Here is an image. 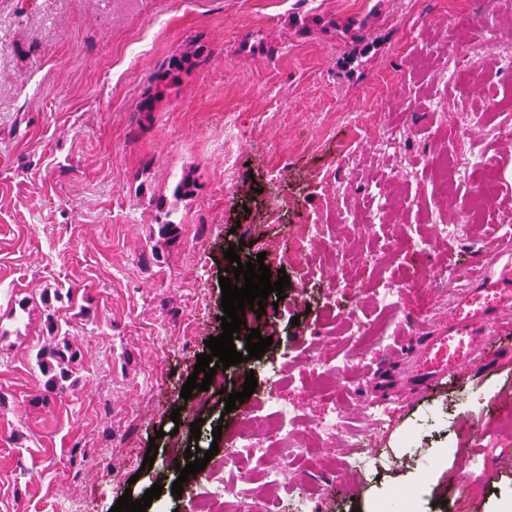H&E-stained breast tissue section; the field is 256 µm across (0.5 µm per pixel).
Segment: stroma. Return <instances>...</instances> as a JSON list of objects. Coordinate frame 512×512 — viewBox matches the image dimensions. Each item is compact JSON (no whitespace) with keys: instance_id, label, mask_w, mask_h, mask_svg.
I'll return each instance as SVG.
<instances>
[{"instance_id":"obj_1","label":"stroma","mask_w":512,"mask_h":512,"mask_svg":"<svg viewBox=\"0 0 512 512\" xmlns=\"http://www.w3.org/2000/svg\"><path fill=\"white\" fill-rule=\"evenodd\" d=\"M200 38L210 56L142 112L153 76ZM353 73L341 62L361 43ZM512 54V0H0V512H110L119 496L142 498L161 484L153 512H189L172 494L170 456L209 450L212 433L235 430L243 405L226 410L208 391L189 422L181 390L206 340L218 336L227 266L240 248L256 261L269 242L345 219L362 233L342 237L348 255L388 249L407 224L439 216L433 154L462 166L452 207L493 163L498 197L469 243L440 245L444 265L469 268L490 252L496 227L512 219V70L490 57ZM239 139L234 178L224 180V122ZM198 189L175 204L174 243L150 234L151 195L171 197L183 172ZM287 197L270 218L258 197ZM392 197L390 224L373 201ZM340 236V235H339ZM281 312L253 319L271 331L262 358L244 370L264 381L284 357L327 352L339 321L355 311L327 277L294 268ZM75 287L55 302L81 343L78 382L49 404L36 354L46 340L39 311L19 299ZM452 286L418 289L404 311L414 329L401 353L369 354L343 380L349 425L384 389L403 403L384 429L371 469L353 488L325 487L321 512H369L394 495L413 512H502L512 503V452L496 450L479 497L462 495L460 454L482 453L475 429L493 425L512 397V326H498L488 350L470 357L446 386L415 397L402 380L406 356L463 307ZM335 305L337 325L320 320ZM91 317H77L80 307ZM480 404L458 412L471 393ZM158 454L143 468L149 445ZM448 449L413 485L415 458Z\"/></svg>"}]
</instances>
